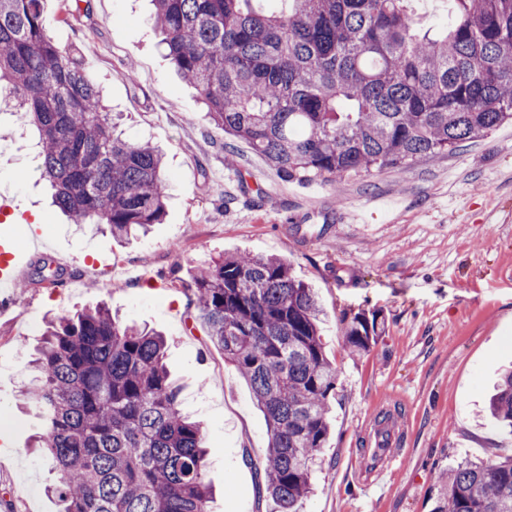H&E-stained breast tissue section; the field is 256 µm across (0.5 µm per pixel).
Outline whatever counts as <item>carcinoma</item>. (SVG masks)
Masks as SVG:
<instances>
[{
    "label": "carcinoma",
    "instance_id": "obj_1",
    "mask_svg": "<svg viewBox=\"0 0 512 512\" xmlns=\"http://www.w3.org/2000/svg\"><path fill=\"white\" fill-rule=\"evenodd\" d=\"M152 28L209 118L284 178H337L438 156L512 122V0H454L430 36L408 0H152ZM42 0H0V92L40 135L39 169L73 223L126 241L166 213L163 156L114 133L81 56ZM195 318L249 384L269 429L259 495L301 512L329 436L337 369L315 290L278 257L229 254L186 283ZM376 315L348 321L366 353ZM24 391L62 512H211L206 435L181 407L165 340L104 306L49 323ZM490 412L512 430V369ZM431 512H512V457L440 471Z\"/></svg>",
    "mask_w": 512,
    "mask_h": 512
}]
</instances>
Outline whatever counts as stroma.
Wrapping results in <instances>:
<instances>
[{"instance_id":"35a3bbf8","label":"stroma","mask_w":512,"mask_h":512,"mask_svg":"<svg viewBox=\"0 0 512 512\" xmlns=\"http://www.w3.org/2000/svg\"><path fill=\"white\" fill-rule=\"evenodd\" d=\"M151 11L150 0H44L50 36L81 51L118 132L165 156L166 215L147 235L117 242L70 224L38 168L37 128L0 110L11 131L0 137V196L14 204L0 229L47 243L19 276L24 317L0 314V425L13 441L0 455V512L60 510L21 394L26 351L49 319L101 303L165 335L182 406L205 426L214 512H271L254 469L268 447L264 414L208 343L185 290L197 267L236 252L286 257L324 310L336 400L302 512H430L439 470L512 456V434L485 412L512 364V123L402 168L291 181L245 142L226 155L223 130L167 59ZM44 261L61 269L57 284L38 281ZM358 312L377 314L382 332L352 355L344 332ZM385 413L403 462L373 492L359 464Z\"/></svg>"}]
</instances>
